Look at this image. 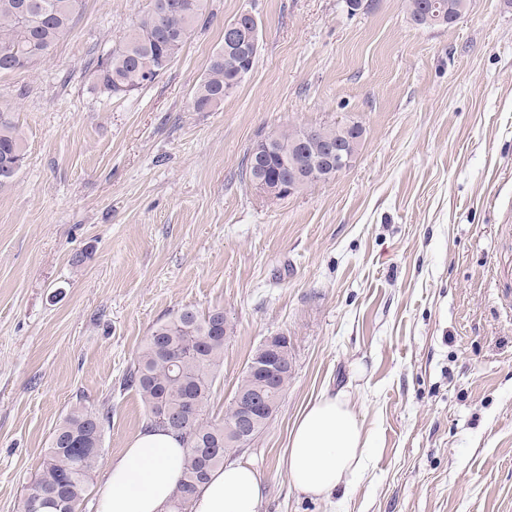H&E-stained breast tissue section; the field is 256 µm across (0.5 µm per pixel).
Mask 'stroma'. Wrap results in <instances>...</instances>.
Segmentation results:
<instances>
[{
	"instance_id": "stroma-1",
	"label": "stroma",
	"mask_w": 512,
	"mask_h": 512,
	"mask_svg": "<svg viewBox=\"0 0 512 512\" xmlns=\"http://www.w3.org/2000/svg\"><path fill=\"white\" fill-rule=\"evenodd\" d=\"M150 0H85L33 69L0 76L27 155L0 187V512H22L77 399L108 407L101 465L145 408L120 380L156 323L223 310L207 411L222 418L255 349L288 336L292 378L238 459L260 512H512V0L421 29L403 0H208L150 87L110 96L90 58ZM259 18L255 66L217 112L189 105L224 25ZM357 122L353 165L273 202L242 175L283 125ZM83 254L73 263L74 254ZM346 392L372 442L340 492L284 464L299 412Z\"/></svg>"
}]
</instances>
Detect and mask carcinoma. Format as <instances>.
<instances>
[{"label":"carcinoma","mask_w":512,"mask_h":512,"mask_svg":"<svg viewBox=\"0 0 512 512\" xmlns=\"http://www.w3.org/2000/svg\"><path fill=\"white\" fill-rule=\"evenodd\" d=\"M24 0H0V76L35 67L78 20L83 0H40L42 9L24 20ZM150 0L149 9L106 54L92 61L97 87L111 95H128L154 83L162 75L160 58L173 62L196 27L206 20L207 0ZM457 0H403L412 25L429 27L427 15L455 4ZM247 76L238 72L236 55L219 47L211 56L206 73L195 86L190 105L196 112H216ZM318 139L295 155L296 164L309 168L321 159L322 139H334V126H314ZM301 126H285L263 139L262 152L247 154L245 175L274 178L284 184L293 177L288 168L290 151ZM26 158L23 136L9 117L0 111V187L13 183ZM224 312L200 314L185 307L158 323L141 351L126 369L121 385L141 398L148 426L169 427L160 412H179V434L187 448L183 482L169 506V512H190L193 495L209 473L236 450L224 441V424L235 416L228 406L222 420L210 419L207 404L220 367L224 364ZM110 410L97 408L84 399L73 404L54 429L49 451L32 487L39 493L37 510L32 501L24 503L29 512H76L86 498L92 475L102 451L105 425Z\"/></svg>","instance_id":"1"}]
</instances>
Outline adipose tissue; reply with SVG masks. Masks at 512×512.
I'll return each mask as SVG.
<instances>
[{
  "label": "adipose tissue",
  "mask_w": 512,
  "mask_h": 512,
  "mask_svg": "<svg viewBox=\"0 0 512 512\" xmlns=\"http://www.w3.org/2000/svg\"><path fill=\"white\" fill-rule=\"evenodd\" d=\"M186 449L175 433L144 428L111 460L97 487V512H166L183 477ZM369 440L343 394L321 396L299 415L290 432L288 476L294 488L326 497L362 471ZM265 495L248 462L215 468L191 501V512H259Z\"/></svg>",
  "instance_id": "ef3b65f1"
}]
</instances>
